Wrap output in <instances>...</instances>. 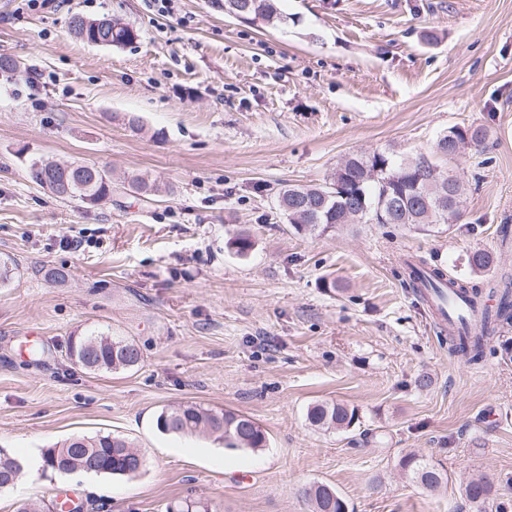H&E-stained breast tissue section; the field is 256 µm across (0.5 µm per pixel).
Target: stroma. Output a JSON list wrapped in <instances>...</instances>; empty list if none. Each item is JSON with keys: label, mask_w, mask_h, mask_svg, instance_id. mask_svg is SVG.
<instances>
[{"label": "stroma", "mask_w": 512, "mask_h": 512, "mask_svg": "<svg viewBox=\"0 0 512 512\" xmlns=\"http://www.w3.org/2000/svg\"><path fill=\"white\" fill-rule=\"evenodd\" d=\"M273 22L208 0H0V449L19 460L66 439L113 434L145 459L132 477L24 469L0 491L76 498L83 512H309L301 491L334 486L349 512H476L462 493L512 476V324L470 364L408 286L404 256L470 275V255L512 266V0H275ZM117 17L139 37L99 47L73 15ZM137 116L138 128L125 120ZM480 127L484 155L451 166L465 185L453 228L340 224L295 232L284 186L323 183L355 153L411 157L448 128ZM48 158L105 168L112 194L64 201L32 183ZM158 186L142 197L131 175ZM253 248L237 256L236 234ZM71 236L85 249L66 246ZM62 268L65 283L44 272ZM133 341L140 364L90 373L70 337ZM427 386H420L421 378ZM356 410L313 429L308 407ZM250 416L264 447L161 433L165 408ZM413 452L448 475L429 492L398 466ZM306 418L310 426L320 430L349 429L358 420L355 410L328 402H318L309 406Z\"/></svg>", "instance_id": "35a3bbf8"}]
</instances>
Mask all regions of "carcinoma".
<instances>
[{
  "label": "carcinoma",
  "instance_id": "carcinoma-1",
  "mask_svg": "<svg viewBox=\"0 0 512 512\" xmlns=\"http://www.w3.org/2000/svg\"><path fill=\"white\" fill-rule=\"evenodd\" d=\"M247 7V15L269 19L276 13L274 0H211L213 8L223 12L231 5ZM100 24L97 19L76 15L71 30L81 37L91 35ZM138 38L136 29L119 19L112 20V46L133 43ZM458 139L480 151L486 134L481 128H456ZM448 135L436 139L432 149L410 159H396L386 151L354 154L336 169L329 183L338 186L335 195L323 198L322 185L287 186L276 199L279 213L298 231L324 233L338 224H362L376 220L379 224H448L459 219L457 203L462 183L448 172V146L442 144ZM29 179L66 200L78 199L95 204L112 194V180L99 166L73 163L61 166L44 160H34L28 167ZM253 247L249 235L239 234L229 241V248L244 257ZM493 255L476 251L469 257L473 273L484 272L493 265ZM406 271L411 282L423 289L446 288L463 298L472 311L479 313L471 328L457 331L455 348L477 364L492 350L491 340L501 322L512 320V277L504 275L492 287L490 297L500 299L496 311H491L483 300L482 287L469 279H454L438 268L430 269L424 260L409 261ZM67 356L75 364L90 372H110L126 369L141 362L136 344L115 338L110 334L94 333L70 338ZM306 418L310 426L320 429H347L355 425V410L328 402L308 407ZM156 427L166 434L192 435L208 433L228 441L233 447L255 450L264 446L266 432L251 417L230 411L215 410L188 403L162 410L156 417ZM131 444L119 436L96 434L75 436L59 448H48L44 454L45 471H55L54 458H62L79 472L86 474L126 475L131 467ZM399 467L413 482L435 491L448 483V476L431 462L406 454L399 459ZM310 512H343L346 502L335 487L316 483L303 492ZM469 503L492 512H512V499L494 493L488 481L475 479L465 487Z\"/></svg>",
  "mask_w": 512,
  "mask_h": 512
}]
</instances>
